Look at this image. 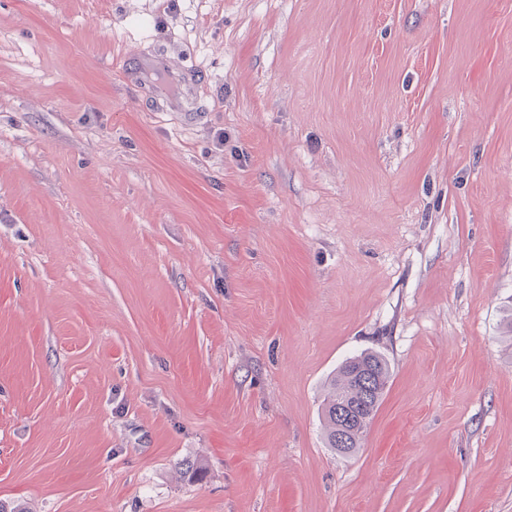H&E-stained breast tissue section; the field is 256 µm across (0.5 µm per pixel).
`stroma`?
Segmentation results:
<instances>
[{
	"label": "stroma",
	"instance_id": "35a3bbf8",
	"mask_svg": "<svg viewBox=\"0 0 512 512\" xmlns=\"http://www.w3.org/2000/svg\"><path fill=\"white\" fill-rule=\"evenodd\" d=\"M510 309L512 0H0V499L512 512ZM390 379L388 361L375 352H364L346 359L326 383L321 404L327 448H336L339 435H347V457L355 455L366 437L369 426L384 399ZM339 409L351 416L345 427ZM348 432H346V430Z\"/></svg>",
	"mask_w": 512,
	"mask_h": 512
}]
</instances>
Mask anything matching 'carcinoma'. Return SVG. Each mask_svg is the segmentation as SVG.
<instances>
[{
	"mask_svg": "<svg viewBox=\"0 0 512 512\" xmlns=\"http://www.w3.org/2000/svg\"><path fill=\"white\" fill-rule=\"evenodd\" d=\"M390 379L388 361L375 352L346 359L326 383L321 417L327 447L347 435L348 455H355L384 399Z\"/></svg>",
	"mask_w": 512,
	"mask_h": 512,
	"instance_id": "1",
	"label": "carcinoma"
}]
</instances>
